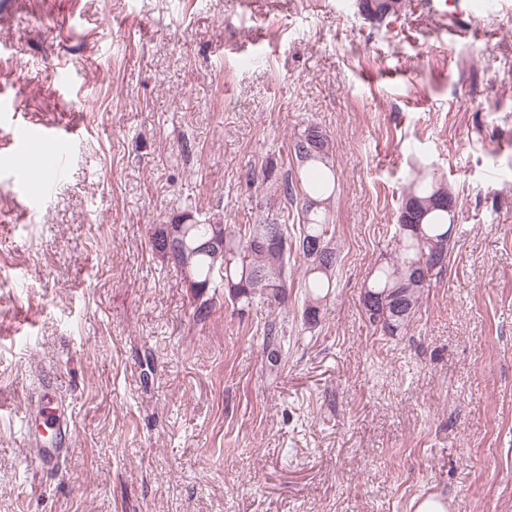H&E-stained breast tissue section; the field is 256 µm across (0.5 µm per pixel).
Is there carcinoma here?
<instances>
[{
	"label": "carcinoma",
	"mask_w": 512,
	"mask_h": 512,
	"mask_svg": "<svg viewBox=\"0 0 512 512\" xmlns=\"http://www.w3.org/2000/svg\"><path fill=\"white\" fill-rule=\"evenodd\" d=\"M290 154L297 162L296 178L281 182V195L294 208L283 221L265 224H201L189 213L172 224L180 230L179 251L169 255L183 270L194 292L222 288L242 312L259 301L279 306L288 300V264L292 255L306 261L301 321L308 328L320 322L333 290L337 254L330 243L335 225L329 222L327 201L335 188L336 169L329 135L314 124L294 134ZM444 195L456 201L452 187L433 169L422 168L412 179L402 203L420 205L418 223L397 222L392 236L395 257L380 263L365 286L361 302L369 323L383 336L403 333L419 308L426 279L442 272L448 264L452 233L459 210L436 202ZM278 231L286 241L285 254L263 244L264 236ZM218 235L224 241V265L214 262L208 251L198 249L201 241ZM318 241L322 252L312 255L305 242ZM285 321L270 320L263 327V344L271 366L282 361L288 343Z\"/></svg>",
	"instance_id": "obj_1"
}]
</instances>
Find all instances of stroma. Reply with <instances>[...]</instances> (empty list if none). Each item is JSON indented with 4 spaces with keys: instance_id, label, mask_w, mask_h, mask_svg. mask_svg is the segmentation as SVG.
Masks as SVG:
<instances>
[{
    "instance_id": "1",
    "label": "stroma",
    "mask_w": 512,
    "mask_h": 512,
    "mask_svg": "<svg viewBox=\"0 0 512 512\" xmlns=\"http://www.w3.org/2000/svg\"><path fill=\"white\" fill-rule=\"evenodd\" d=\"M333 140L336 290L303 329L207 290L159 224L281 215L288 145ZM68 131L18 167L19 126ZM460 212L407 332L361 297L414 168ZM292 334L270 367L265 322ZM72 409L34 469L40 375ZM512 512V0H12L0 11V512Z\"/></svg>"
}]
</instances>
